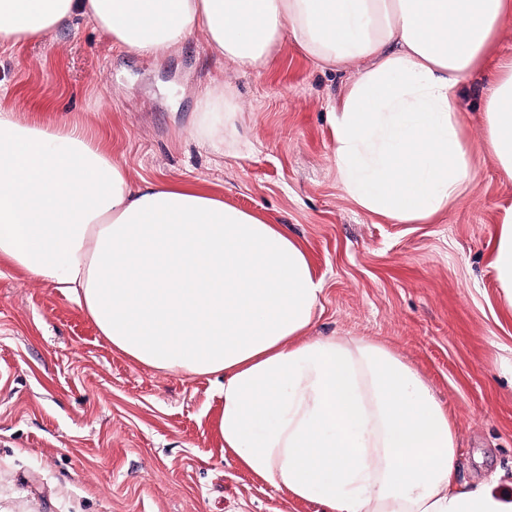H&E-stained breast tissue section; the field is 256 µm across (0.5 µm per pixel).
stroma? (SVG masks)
I'll return each instance as SVG.
<instances>
[{"instance_id": "1", "label": "stroma", "mask_w": 512, "mask_h": 512, "mask_svg": "<svg viewBox=\"0 0 512 512\" xmlns=\"http://www.w3.org/2000/svg\"><path fill=\"white\" fill-rule=\"evenodd\" d=\"M512 26L459 86L473 177L429 221L398 224L341 189L328 112L356 78L291 39L261 73L195 35L162 56L93 22L0 48V107L80 121L134 182L192 184L285 228L323 284L309 337L353 336L412 365L447 407L457 477L512 492V308L492 262L512 176L490 155L486 74ZM224 86V149L195 133ZM215 384L136 363L64 292L0 260V512H323L264 485L225 449Z\"/></svg>"}]
</instances>
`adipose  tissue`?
Listing matches in <instances>:
<instances>
[{
    "label": "adipose tissue",
    "instance_id": "obj_1",
    "mask_svg": "<svg viewBox=\"0 0 512 512\" xmlns=\"http://www.w3.org/2000/svg\"><path fill=\"white\" fill-rule=\"evenodd\" d=\"M84 20L137 53L201 33L258 72L287 37L356 67L328 114L339 183L407 224L471 179L455 91L512 0H0V44ZM484 112L492 157L512 173V57ZM0 260L66 292L136 362L214 378L225 448L274 489L323 512H512L495 484H456L448 411L409 363L362 338L308 337L322 282L284 228L196 189L133 182L84 126L0 108ZM493 269L512 306V211Z\"/></svg>",
    "mask_w": 512,
    "mask_h": 512
}]
</instances>
